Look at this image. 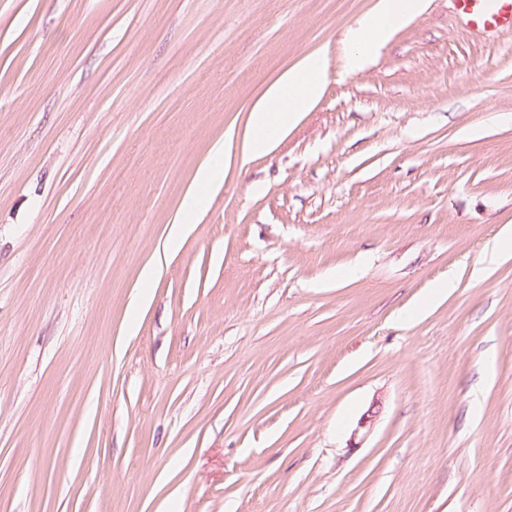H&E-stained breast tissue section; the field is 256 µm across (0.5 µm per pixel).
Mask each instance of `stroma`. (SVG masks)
<instances>
[{
	"instance_id": "1",
	"label": "stroma",
	"mask_w": 512,
	"mask_h": 512,
	"mask_svg": "<svg viewBox=\"0 0 512 512\" xmlns=\"http://www.w3.org/2000/svg\"><path fill=\"white\" fill-rule=\"evenodd\" d=\"M375 2L0 0V512H512V30L427 0L349 71ZM324 75V60L313 53L303 57L270 86L250 112L241 143L242 157L267 153L271 142L317 100ZM232 142V137H230L227 149L224 147V142L217 144L214 147L213 156L199 166L193 180V186L185 196L181 220L178 224H173L167 233L166 249L173 250L176 248L184 233L182 224L193 223L195 215L204 208L208 201V190L215 183L224 181V174L234 159Z\"/></svg>"
}]
</instances>
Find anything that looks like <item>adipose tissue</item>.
Returning a JSON list of instances; mask_svg holds the SVG:
<instances>
[{
  "label": "adipose tissue",
  "mask_w": 512,
  "mask_h": 512,
  "mask_svg": "<svg viewBox=\"0 0 512 512\" xmlns=\"http://www.w3.org/2000/svg\"><path fill=\"white\" fill-rule=\"evenodd\" d=\"M425 0H377L375 7L363 15L347 35L346 62L350 70L362 69L378 45L387 42L393 33L423 12ZM325 75V63L319 54L303 57L293 68L270 86L253 106L241 153L258 156L267 153L271 142L287 131L319 97ZM234 155L224 145H216L212 157L202 163L186 194L181 221L167 233L166 249H175L186 224L208 201L209 189L223 181Z\"/></svg>",
  "instance_id": "adipose-tissue-1"
}]
</instances>
